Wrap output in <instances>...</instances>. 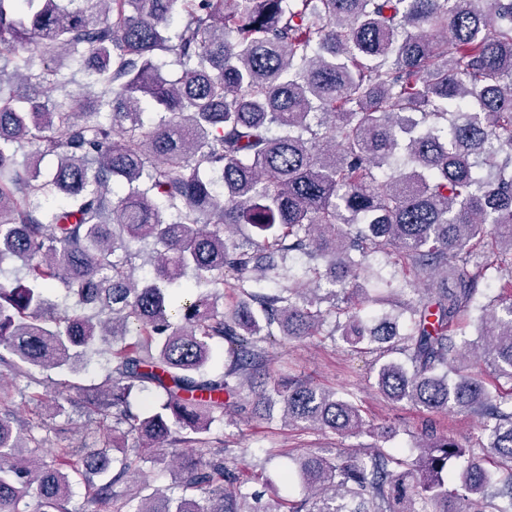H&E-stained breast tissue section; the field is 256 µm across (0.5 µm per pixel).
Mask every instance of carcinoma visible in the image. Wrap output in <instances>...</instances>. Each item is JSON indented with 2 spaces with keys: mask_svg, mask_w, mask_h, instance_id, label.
Wrapping results in <instances>:
<instances>
[{
  "mask_svg": "<svg viewBox=\"0 0 512 512\" xmlns=\"http://www.w3.org/2000/svg\"><path fill=\"white\" fill-rule=\"evenodd\" d=\"M80 2L0 0V380L102 362L81 391L112 436L24 458L44 425L0 385V512H72L75 481L101 512H512V0ZM72 67L96 97L42 99ZM278 333L376 354L379 393L476 416L478 448L310 452L304 496L262 503L228 412L365 433L353 394L269 371ZM156 461L181 494L131 492Z\"/></svg>",
  "mask_w": 512,
  "mask_h": 512,
  "instance_id": "cac0c4a2",
  "label": "carcinoma"
}]
</instances>
